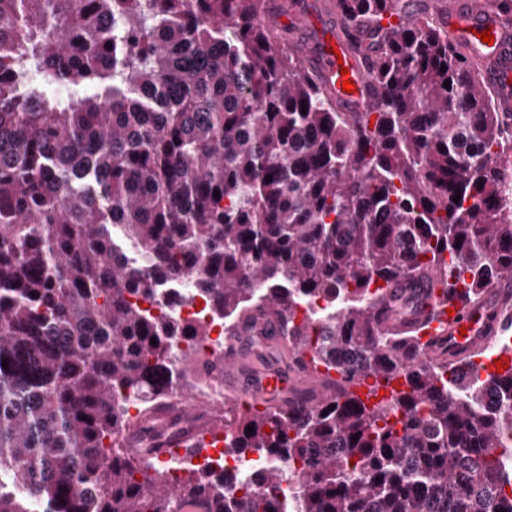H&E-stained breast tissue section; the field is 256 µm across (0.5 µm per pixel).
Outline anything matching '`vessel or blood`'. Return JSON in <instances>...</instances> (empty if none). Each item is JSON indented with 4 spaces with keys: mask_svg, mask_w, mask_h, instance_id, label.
<instances>
[{
    "mask_svg": "<svg viewBox=\"0 0 512 512\" xmlns=\"http://www.w3.org/2000/svg\"><path fill=\"white\" fill-rule=\"evenodd\" d=\"M440 26L453 37L455 44L484 62V78L491 88L495 107L505 119H512V22L497 13L492 0H465L464 4L438 18ZM490 32L493 40L481 41V32ZM303 63L314 72L322 89L336 99L346 111H365L376 89L367 77V60L350 48L336 25L317 19L304 28ZM355 85L353 92L342 89L344 80ZM382 298L376 309L381 326L421 327L425 338L423 358L436 359L439 346H447L449 359H466L495 371L496 361L512 365V348H497L500 336L512 324V275L500 282L476 302L443 304L434 289L433 278H408L380 286ZM287 332L274 318L256 325H239L224 338L222 350L208 352L204 363L209 376L224 387V398L208 401L190 394L171 399L164 413H174L190 421L199 416L224 418L228 409L246 407L261 400H286L289 392L312 384L315 374L307 357H296L290 368L270 363L260 374L239 370L243 351L251 339L266 342L268 337H282ZM182 450L172 455L159 450V462L198 463L211 457L212 449L184 438Z\"/></svg>",
    "mask_w": 512,
    "mask_h": 512,
    "instance_id": "obj_1",
    "label": "vessel or blood"
}]
</instances>
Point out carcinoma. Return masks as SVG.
<instances>
[{
    "mask_svg": "<svg viewBox=\"0 0 512 512\" xmlns=\"http://www.w3.org/2000/svg\"><path fill=\"white\" fill-rule=\"evenodd\" d=\"M266 2L0 0V512H512V373L457 387L372 313L381 281L435 271L446 303L512 274L481 69L400 0H336L383 32L376 97L344 112ZM164 278L339 375L234 415L224 456L281 461L253 488L123 450L133 426L146 454L192 433L155 428L208 336L149 308Z\"/></svg>",
    "mask_w": 512,
    "mask_h": 512,
    "instance_id": "1",
    "label": "carcinoma"
}]
</instances>
